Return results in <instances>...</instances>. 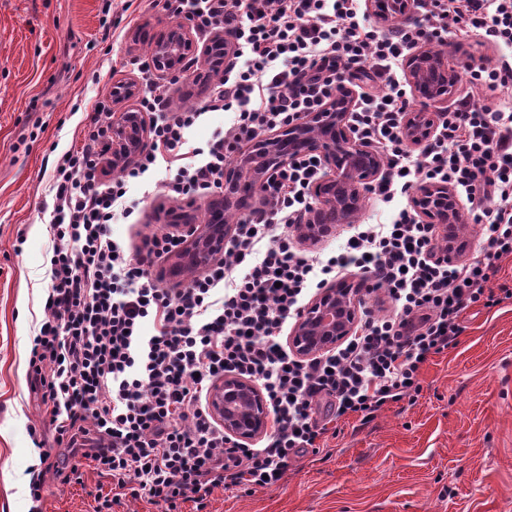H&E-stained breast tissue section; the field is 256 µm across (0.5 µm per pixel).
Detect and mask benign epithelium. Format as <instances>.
Instances as JSON below:
<instances>
[{
	"mask_svg": "<svg viewBox=\"0 0 512 512\" xmlns=\"http://www.w3.org/2000/svg\"><path fill=\"white\" fill-rule=\"evenodd\" d=\"M383 20L391 16L409 22L416 20L415 0H388L382 10H374ZM233 37L227 31L214 33L204 46L203 56L214 63V49L224 47V65H229ZM195 47L192 26L180 22L168 27L156 39L154 74L158 79L177 80L182 64ZM441 75L444 89L450 91L458 76L423 49L412 54L407 62V77L416 98L424 104L435 102L441 93L428 87L434 75ZM139 92L134 81H120L114 89L115 101L130 100ZM153 120L145 113L123 109L112 113V167L134 164L150 145ZM435 130L432 114L411 112L404 122L408 141L421 144L429 141ZM314 154L323 161L325 173L313 186L317 204L307 223L300 225L302 238L316 242L330 236L339 224H350L358 213L362 188L375 180L382 170L381 157L356 141L349 123V98L341 97L323 112H314L288 128L259 137L255 150L240 151L224 177V188L208 203L209 218L197 221L192 203L168 214L187 235L183 248L172 255L168 275L185 279L192 272L208 266L224 253V244L232 234V226L222 224V211L240 206L238 192L241 180L248 178L257 188L293 155ZM412 203L430 224L439 225L440 245L448 261L458 260L468 247L465 234L459 232L461 205L457 193L442 184L418 187ZM365 296L360 282H337L321 291L300 311L289 336V346L300 357H311L336 348L352 335L360 319V305ZM212 416L224 426V433L242 442L263 434L270 421V410L252 381L226 374L216 381L208 393Z\"/></svg>",
	"mask_w": 512,
	"mask_h": 512,
	"instance_id": "obj_1",
	"label": "benign epithelium"
}]
</instances>
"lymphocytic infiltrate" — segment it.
<instances>
[{
	"label": "lymphocytic infiltrate",
	"instance_id": "lymphocytic-infiltrate-1",
	"mask_svg": "<svg viewBox=\"0 0 512 512\" xmlns=\"http://www.w3.org/2000/svg\"><path fill=\"white\" fill-rule=\"evenodd\" d=\"M172 17L191 15L202 33L226 30L241 63L225 70L203 107L175 109L159 85L143 111L159 114L153 145L119 178L105 168L108 101L97 102L80 148L59 158L47 226L52 256L45 317L30 339L28 371L62 465L41 454L63 484L92 464L110 476L99 495L104 512L122 499H144L180 512H204L215 489L250 494L284 479L294 456H331L338 421L369 423L385 406L420 393L421 370L458 343L471 307L512 298L493 285L500 260L512 258V60L470 67L477 92L439 116L432 141L411 149L403 120L412 103L396 71L426 41L477 35L512 47V0H422L426 20L383 30L360 0H157ZM364 82L350 108L354 136L385 162L369 187L378 200L409 197L427 182L464 191L485 227L464 261L441 256L434 225L404 205L389 224H356L331 256L301 250L294 230L312 207L319 159L304 155L260 187L263 206L236 224L222 260L179 288L163 287L151 266L180 245L153 237L146 254L113 238L116 214L131 216L129 181L165 162L168 198L206 196L219 188L234 153L260 135L322 111ZM233 112L206 147L187 133L203 112ZM360 275L383 292L391 310L364 312L335 350L308 359L280 341L288 320L325 282ZM232 373L256 382L273 425L259 448L229 439L205 398ZM323 416H316L317 406Z\"/></svg>",
	"mask_w": 512,
	"mask_h": 512
}]
</instances>
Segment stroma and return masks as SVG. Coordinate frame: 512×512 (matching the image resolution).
<instances>
[{"label": "stroma", "mask_w": 512, "mask_h": 512, "mask_svg": "<svg viewBox=\"0 0 512 512\" xmlns=\"http://www.w3.org/2000/svg\"><path fill=\"white\" fill-rule=\"evenodd\" d=\"M151 0H0V512H95L112 480L45 476L31 427L43 407L28 379L30 338L44 316L51 253L46 226L54 163L81 142L115 82L139 81L146 55L133 36L172 25ZM447 61L459 72L442 111L469 89L466 68L501 53L463 39ZM164 166L129 189L139 203L112 235L131 250L168 230ZM24 243H17V236ZM458 345L421 370L415 401L386 406L367 424L341 421L332 454L294 457L279 485L251 494L216 489L208 512H512V300L470 308ZM44 477L41 502L29 484Z\"/></svg>", "instance_id": "35a3bbf8"}]
</instances>
